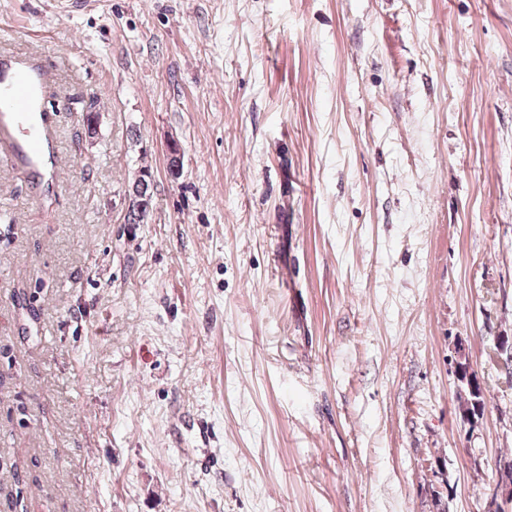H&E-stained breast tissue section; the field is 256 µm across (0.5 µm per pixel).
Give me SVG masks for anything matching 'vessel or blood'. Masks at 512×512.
Returning <instances> with one entry per match:
<instances>
[{
	"label": "vessel or blood",
	"mask_w": 512,
	"mask_h": 512,
	"mask_svg": "<svg viewBox=\"0 0 512 512\" xmlns=\"http://www.w3.org/2000/svg\"><path fill=\"white\" fill-rule=\"evenodd\" d=\"M61 93L32 59L9 62L0 79V157L26 172L55 176Z\"/></svg>",
	"instance_id": "obj_1"
}]
</instances>
